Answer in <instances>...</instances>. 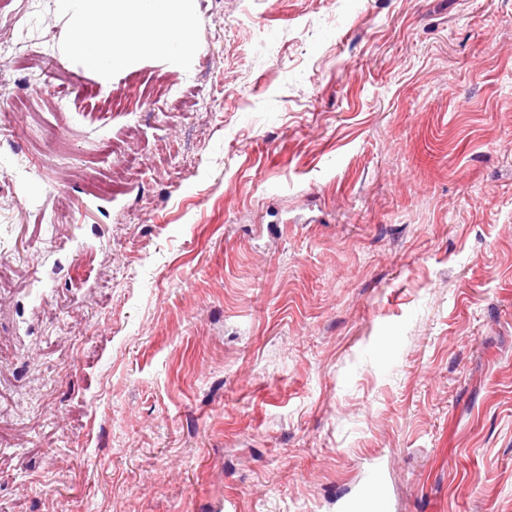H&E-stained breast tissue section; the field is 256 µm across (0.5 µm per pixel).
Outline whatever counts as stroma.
<instances>
[{
  "label": "stroma",
  "mask_w": 512,
  "mask_h": 512,
  "mask_svg": "<svg viewBox=\"0 0 512 512\" xmlns=\"http://www.w3.org/2000/svg\"><path fill=\"white\" fill-rule=\"evenodd\" d=\"M196 12L0 0V512H512V0ZM68 19L69 54L103 85L116 64L159 52L171 59L195 48V0H53Z\"/></svg>",
  "instance_id": "stroma-1"
}]
</instances>
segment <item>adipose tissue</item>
I'll list each match as a JSON object with an SVG mask.
<instances>
[{"label":"adipose tissue","mask_w":512,"mask_h":512,"mask_svg":"<svg viewBox=\"0 0 512 512\" xmlns=\"http://www.w3.org/2000/svg\"><path fill=\"white\" fill-rule=\"evenodd\" d=\"M70 24V55L103 85L116 64L159 52L179 59L195 48V0H53Z\"/></svg>","instance_id":"adipose-tissue-1"}]
</instances>
